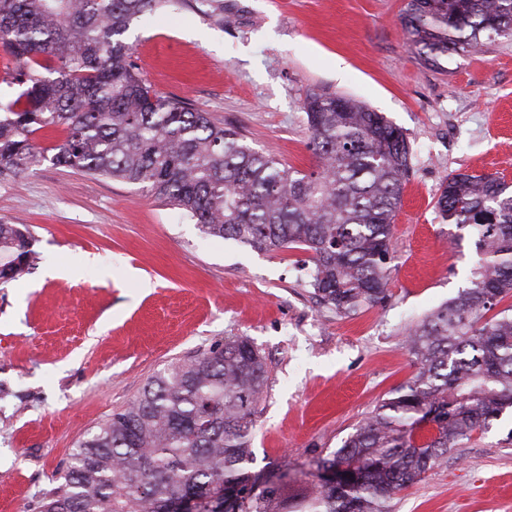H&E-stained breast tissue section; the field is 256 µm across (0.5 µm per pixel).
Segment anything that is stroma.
I'll list each match as a JSON object with an SVG mask.
<instances>
[{"label":"stroma","instance_id":"stroma-1","mask_svg":"<svg viewBox=\"0 0 512 512\" xmlns=\"http://www.w3.org/2000/svg\"><path fill=\"white\" fill-rule=\"evenodd\" d=\"M407 0H179L135 23L132 59L152 90L239 127L281 163L316 164L310 90L360 101L411 148L390 239L389 297L343 315L319 303L301 249L260 252L204 234L180 210L42 159L0 177V223L35 253L0 282V512H38L79 441L172 362L231 336L263 355L252 441L273 472L341 447L415 371L409 327L468 286L465 228L435 208L452 173L512 179V38L424 65ZM389 512H512V418L448 454Z\"/></svg>","mask_w":512,"mask_h":512}]
</instances>
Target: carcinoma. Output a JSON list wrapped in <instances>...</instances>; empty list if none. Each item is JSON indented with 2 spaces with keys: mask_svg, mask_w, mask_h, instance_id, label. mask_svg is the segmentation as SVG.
Masks as SVG:
<instances>
[{
  "mask_svg": "<svg viewBox=\"0 0 512 512\" xmlns=\"http://www.w3.org/2000/svg\"><path fill=\"white\" fill-rule=\"evenodd\" d=\"M177 0H0V46L19 62L0 79V176L37 162L32 136L62 128L55 165L137 187L204 233L257 251L311 253L318 300L351 314L388 296L389 241L411 170L405 133L349 97L309 92L303 112L317 159L287 167L210 113L161 96L131 61V25ZM403 26L427 63L512 38V0H408ZM435 208L469 228L479 255L470 285L410 329L417 371L311 470L252 471L266 383L244 336L180 359L81 440L39 512H385L448 452L512 415V187L458 173ZM27 228L0 224V281L32 261Z\"/></svg>",
  "mask_w": 512,
  "mask_h": 512,
  "instance_id": "carcinoma-1",
  "label": "carcinoma"
}]
</instances>
